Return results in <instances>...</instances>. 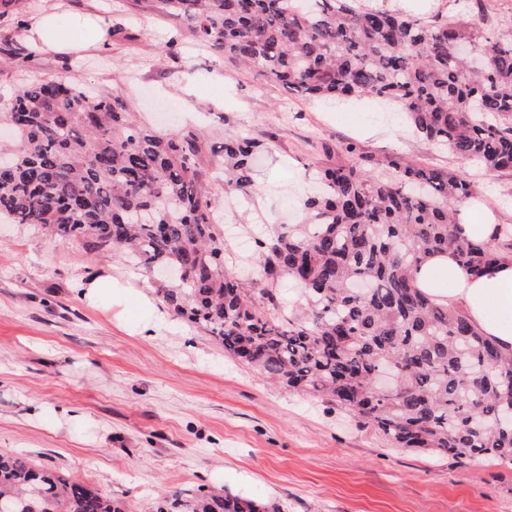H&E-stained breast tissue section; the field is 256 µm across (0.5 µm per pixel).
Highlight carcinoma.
<instances>
[{
	"label": "carcinoma",
	"mask_w": 512,
	"mask_h": 512,
	"mask_svg": "<svg viewBox=\"0 0 512 512\" xmlns=\"http://www.w3.org/2000/svg\"><path fill=\"white\" fill-rule=\"evenodd\" d=\"M135 2L292 94L398 106L462 169L396 158L375 172L321 169L302 202L305 222L263 235L242 278L224 266L211 185L253 197L261 143L224 139L211 176L195 130L162 134L139 122L119 92L90 95L54 78L23 86L0 114L18 136L0 160V219L36 224L55 242L123 250L226 356L327 400L397 448L512 463V357L414 277L448 250L473 275L512 254V227H501L494 249L459 238L452 224L456 206L475 191L463 167L512 171V27H482L488 0H457L456 15L430 19L361 0ZM284 279L306 294L292 317L281 310ZM388 364L397 381L381 391L376 374ZM0 506L130 512L78 479L12 455H0ZM155 512L284 506L197 488L164 496Z\"/></svg>",
	"instance_id": "cac0c4a2"
}]
</instances>
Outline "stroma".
Listing matches in <instances>:
<instances>
[{
    "mask_svg": "<svg viewBox=\"0 0 512 512\" xmlns=\"http://www.w3.org/2000/svg\"><path fill=\"white\" fill-rule=\"evenodd\" d=\"M95 9L118 34L83 57L22 36L41 14L65 20ZM0 32L24 60L0 69V113L16 87L62 77L100 94L122 92L163 133L190 123L209 147L238 134L266 141L262 190L246 215L225 203L220 183L211 189L224 214L225 265L241 273L250 267V237L299 219L283 183L307 179L329 158L368 170L388 157L458 167L448 149L388 129V110L372 99L351 108L292 97L133 0H20L0 15ZM215 74L223 87L211 85ZM468 174L512 225V172ZM103 268L132 279L135 292L92 309L79 284ZM142 293L164 314L150 337L131 329L144 315ZM42 409L78 412L94 426L37 420ZM0 453L72 475L132 512H153L166 493L218 483L288 512H512V465L391 447L351 414L225 357L121 252L55 243L29 224L0 223Z\"/></svg>",
    "mask_w": 512,
    "mask_h": 512,
    "instance_id": "35a3bbf8",
    "label": "stroma"
}]
</instances>
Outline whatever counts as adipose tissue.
Masks as SVG:
<instances>
[{"label": "adipose tissue", "instance_id": "adipose-tissue-1", "mask_svg": "<svg viewBox=\"0 0 512 512\" xmlns=\"http://www.w3.org/2000/svg\"><path fill=\"white\" fill-rule=\"evenodd\" d=\"M57 22L55 15H42L24 35L36 47L54 52H79L104 44L109 37V23L98 14L76 16L69 31L60 36L54 33ZM455 222L464 238L484 243L495 240L497 217L481 195L458 205ZM416 280L420 288L438 301L462 310L482 336L505 354H512V256L474 276L452 254H439L417 270Z\"/></svg>", "mask_w": 512, "mask_h": 512}]
</instances>
